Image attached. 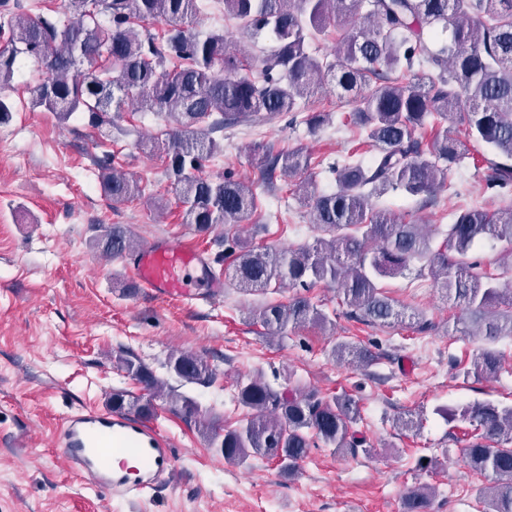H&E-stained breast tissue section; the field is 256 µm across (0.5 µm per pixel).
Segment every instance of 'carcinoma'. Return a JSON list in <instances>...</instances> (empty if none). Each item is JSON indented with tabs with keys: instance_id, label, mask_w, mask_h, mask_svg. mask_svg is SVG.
I'll list each match as a JSON object with an SVG mask.
<instances>
[{
	"instance_id": "1",
	"label": "carcinoma",
	"mask_w": 512,
	"mask_h": 512,
	"mask_svg": "<svg viewBox=\"0 0 512 512\" xmlns=\"http://www.w3.org/2000/svg\"><path fill=\"white\" fill-rule=\"evenodd\" d=\"M19 0H0V122L9 118L7 92L22 60H32L46 76L30 91V103L54 114L59 124L88 114V124L112 125L126 101L140 112L165 117V176L183 207L184 223L200 236L219 225L239 224L256 210L250 185L230 173L202 175L205 163L223 150L224 130L243 116L272 121L302 112V102L326 88L354 98L349 124L365 131L377 153L364 163H331L336 188L308 199L311 223L322 232L311 244L277 249L233 238L211 259V271L231 286L265 293L271 287L337 285L349 315L370 324L403 322L405 313L378 287V280L401 275L418 261L448 292L460 311L458 322L478 329L486 340L512 337V309L497 278L468 259L484 240L507 244L506 272L512 273V210L491 214L483 208L456 213L439 231L441 241L422 224L399 222L370 199L389 190L432 195L447 187L448 166L472 161L488 186L512 187V0H224V16L241 23L252 38L268 34L274 46L263 57H239L221 31L194 30L199 0H67L53 15L16 12ZM365 9V22L349 26ZM161 19L154 33L144 23ZM331 25L343 27L336 55L317 56L310 40ZM460 119L463 137L444 127ZM431 126L423 143L416 131ZM487 152L470 154L468 143ZM262 176L275 170L291 176L309 165L296 149L275 156L263 151ZM101 189L114 204L143 194L139 182L114 166L112 155L94 159ZM103 256L122 260L136 240L121 224L100 227L92 240ZM251 320L270 336L288 327L327 326L328 316L304 296L288 303H261ZM333 357L368 363L365 349L338 344ZM118 369L141 385L135 396L112 390V408L141 417L155 415L163 398L185 422L194 424L224 461L243 465L260 455L294 477L312 438L327 448L356 455L365 448L354 425L356 403L347 395L277 391L262 379L236 383L242 410L238 426L222 429L186 385L210 387L215 372L200 355L172 353L165 362L175 387L142 360L116 356ZM480 371L494 374L498 356L485 351ZM475 431L462 449L470 468L489 477L485 512H512V406L473 402L448 412ZM432 487L405 494V512H426Z\"/></svg>"
}]
</instances>
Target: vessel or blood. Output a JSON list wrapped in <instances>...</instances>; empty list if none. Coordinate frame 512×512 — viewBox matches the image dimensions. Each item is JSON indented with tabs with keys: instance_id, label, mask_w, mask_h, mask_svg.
Returning a JSON list of instances; mask_svg holds the SVG:
<instances>
[{
	"instance_id": "1",
	"label": "vessel or blood",
	"mask_w": 512,
	"mask_h": 512,
	"mask_svg": "<svg viewBox=\"0 0 512 512\" xmlns=\"http://www.w3.org/2000/svg\"><path fill=\"white\" fill-rule=\"evenodd\" d=\"M135 287L161 299L213 300L223 292L190 239L154 240L130 262ZM60 452L88 486L126 502L141 501L175 471L172 438L158 424L118 410L81 407L58 423Z\"/></svg>"
}]
</instances>
